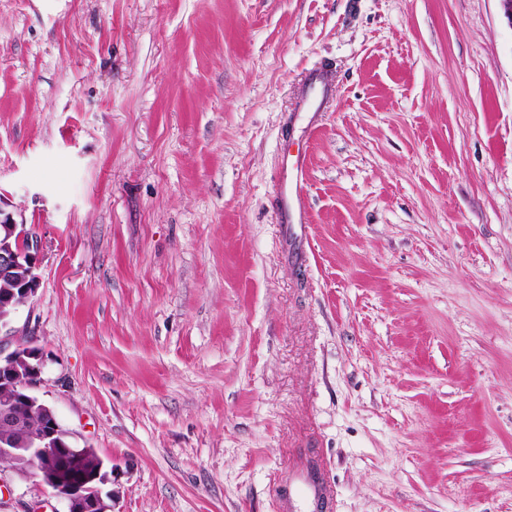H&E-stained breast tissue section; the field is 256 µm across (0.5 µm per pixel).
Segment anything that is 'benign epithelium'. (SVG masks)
I'll return each mask as SVG.
<instances>
[{
	"label": "benign epithelium",
	"mask_w": 512,
	"mask_h": 512,
	"mask_svg": "<svg viewBox=\"0 0 512 512\" xmlns=\"http://www.w3.org/2000/svg\"><path fill=\"white\" fill-rule=\"evenodd\" d=\"M14 213L0 207V231L6 241L0 244V279L13 284L0 292V309H18L36 292L40 276L37 263V238L30 237L27 246L13 248L9 239L16 228ZM28 371L26 380L20 382L10 374L16 364ZM43 359L39 348L28 343L17 345L8 355L0 356V388L9 391L0 401V422L15 426L23 424L18 412L19 402H33L42 382ZM84 449L74 446L71 433L65 430L54 416H48L40 429L31 432L19 448L3 438L0 440V458L21 457L29 461L34 476L52 495L62 500L66 512H112L116 498L114 469L96 476L98 483L87 487L67 474V466L83 461Z\"/></svg>",
	"instance_id": "1"
}]
</instances>
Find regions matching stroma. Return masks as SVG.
Returning <instances> with one entry per match:
<instances>
[{
  "mask_svg": "<svg viewBox=\"0 0 512 512\" xmlns=\"http://www.w3.org/2000/svg\"><path fill=\"white\" fill-rule=\"evenodd\" d=\"M0 206L40 243L0 349H41L114 512H278L314 466L325 512H512L499 0H0ZM36 506L0 463V512ZM307 158L301 152H284L281 175L275 186L276 215L278 224H308L304 184Z\"/></svg>",
  "mask_w": 512,
  "mask_h": 512,
  "instance_id": "obj_1",
  "label": "stroma"
}]
</instances>
